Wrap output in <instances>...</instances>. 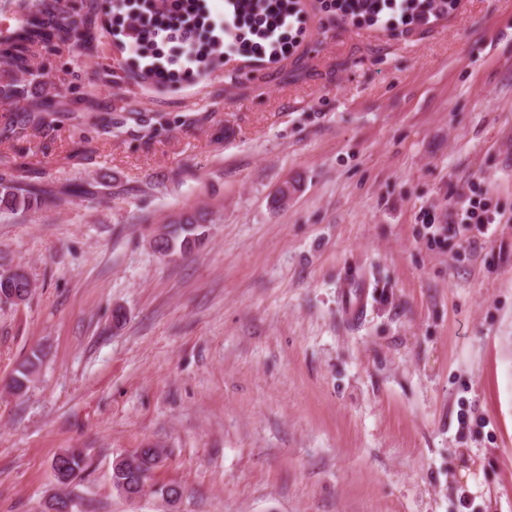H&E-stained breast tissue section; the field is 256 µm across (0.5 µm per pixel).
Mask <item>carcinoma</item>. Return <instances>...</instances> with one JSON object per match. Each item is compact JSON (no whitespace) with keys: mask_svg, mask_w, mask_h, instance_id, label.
Returning <instances> with one entry per match:
<instances>
[{"mask_svg":"<svg viewBox=\"0 0 512 512\" xmlns=\"http://www.w3.org/2000/svg\"><path fill=\"white\" fill-rule=\"evenodd\" d=\"M74 32L71 23L62 19L57 0H39L29 11L23 24L18 27L0 48V67L12 71L26 70L30 57L36 52L49 49L59 42L68 40ZM37 196L34 185L28 182L26 175H13L11 179L0 178V213H15L25 210L31 205V197ZM207 213L202 210L184 211L175 222L165 225V232L156 240V250L171 254H186L199 246L205 239L204 224ZM14 288L28 300L31 295V282L27 275L16 269L9 277H0V289ZM36 370L33 361L27 362L18 370L13 378L12 388L22 390L30 381ZM161 454L158 446L153 450H144L140 463L135 469L117 467L113 477L117 481H125L129 489L134 491L148 479L151 461ZM87 469V462L81 453L67 450L53 459V470L61 474L57 479L59 485L67 489Z\"/></svg>","mask_w":512,"mask_h":512,"instance_id":"obj_1","label":"carcinoma"}]
</instances>
